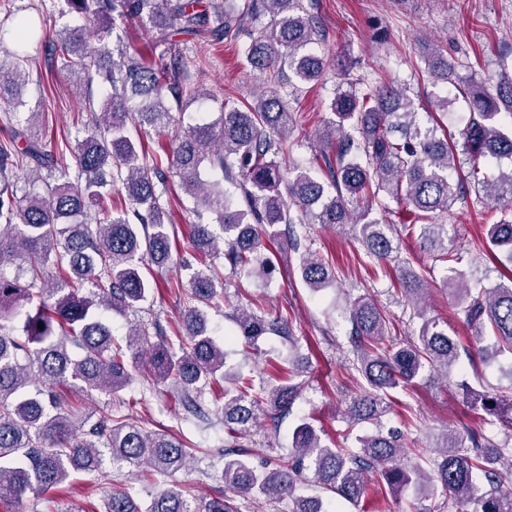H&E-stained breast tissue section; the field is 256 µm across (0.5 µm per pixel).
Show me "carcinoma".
<instances>
[{
	"mask_svg": "<svg viewBox=\"0 0 512 512\" xmlns=\"http://www.w3.org/2000/svg\"><path fill=\"white\" fill-rule=\"evenodd\" d=\"M57 8L61 15L75 12L97 21L99 46L84 47L81 28L45 32L51 55L76 81L72 94L88 99L84 135L73 143L62 139L75 172L59 166L46 135L34 130L32 117L21 118L17 104L0 116L10 133L9 141L0 144V502L56 489L74 473H100L107 462L169 478L191 456L181 438L148 430L130 417L109 410L91 419L58 395L56 385L71 378L81 390L114 395L142 377L154 385L169 384L185 410L199 416L202 389L220 377V413L228 436L224 488L236 495L287 498L289 512H329L322 497L295 494L304 473L311 471L322 490L354 505L372 481L392 493L413 489L422 503L417 512H440L424 504L437 485L448 500L469 505L467 512H512V395L461 382L471 409L507 431L499 442L469 427L448 428L433 440L435 455L415 454L403 463V433L380 428L390 412L388 390L413 385L426 370L433 380L446 377L461 353L469 352L439 321L424 316L421 301L429 285L424 268L404 263L394 269L395 292L422 319L413 339L389 335L370 296L350 302L356 370L365 385L345 399L344 415L353 426L374 423L378 428L357 438L354 449L336 448L302 422L292 432V455L273 468L253 465L248 449L236 440L257 426L259 404L278 430L299 397L301 385L294 378L302 370L294 364L259 393L251 379L224 371V348L211 337L206 311L224 293L221 273L211 267L190 276L182 327L175 336L155 324H141L120 342L104 320L106 312L139 308L157 289L155 273L170 268V217L156 187L166 185L171 173L194 199L196 213L215 216L214 226L192 225L193 245L214 251L224 246V264L233 271L256 278L270 274L286 240L299 253L298 272L306 288L318 293L328 287L335 265L311 252L308 235L295 230L308 215L317 224L352 225L368 257L390 258L399 245L395 225L369 218L371 208L363 206V200L385 192L404 205L413 222H422L419 236L425 249L437 252L436 260L446 264L449 276L443 282H460L457 265L463 256L445 244L454 203L472 189L493 204H512V167L495 175L479 165L482 158L512 163V134L497 123L503 115L512 124V77H501L494 94L480 85L463 89L469 120L459 145L438 135L441 125L422 126L401 88L340 89L331 103L336 120L322 132L317 160L327 181L306 167L294 168L288 177L284 165L292 115L274 91L257 94L244 110L226 102L219 120L169 133L171 101L181 98L188 80L187 59L179 45L169 42V34L190 32L220 42L237 37L244 16H267L268 24L245 47L248 64L270 83L280 81L286 68L302 82L317 81L324 59L307 51L316 27L302 0H246L241 9L225 0H57ZM129 19L167 45L168 62L123 49L121 23ZM31 35L23 20L12 35L0 30L1 84L12 86L26 77L27 57L10 46ZM453 71L448 56L435 51V81L448 82ZM96 81L109 86L97 102L91 99ZM351 120L354 136L343 133ZM146 126L169 140L160 145L162 153L149 159L134 134ZM459 147L470 168L453 178ZM20 164L36 185L21 196L15 184ZM207 168L221 178L203 180ZM225 180L239 199L224 189ZM327 182L335 194L326 192ZM116 189L128 200L119 209L109 204ZM487 239L488 251L500 264L512 266V215L501 212L489 225ZM8 264L16 266V274L3 272ZM458 297L473 339L489 336L494 354L512 356V278L476 292L460 288ZM19 307L28 312L22 333L16 334L4 322ZM235 321L246 350L272 333H290L287 320L271 319L260 310L240 308ZM71 347L81 349L82 358L73 359ZM104 512H237V507L230 498H214L201 511L175 487L151 493L142 507L130 489L119 488L108 494Z\"/></svg>",
	"mask_w": 512,
	"mask_h": 512,
	"instance_id": "1",
	"label": "carcinoma"
}]
</instances>
